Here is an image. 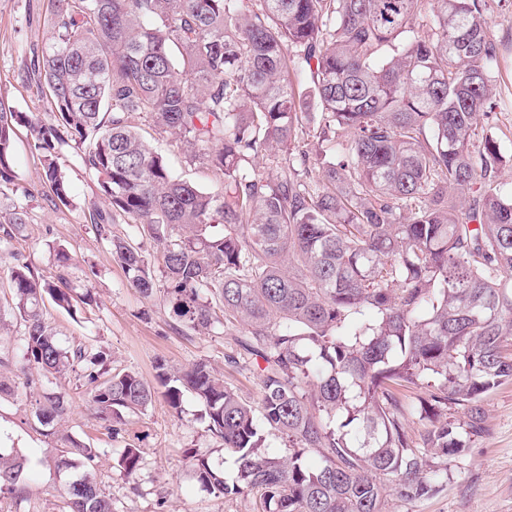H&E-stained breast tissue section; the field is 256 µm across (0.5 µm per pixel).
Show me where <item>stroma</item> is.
Wrapping results in <instances>:
<instances>
[{
	"instance_id": "35a3bbf8",
	"label": "stroma",
	"mask_w": 512,
	"mask_h": 512,
	"mask_svg": "<svg viewBox=\"0 0 512 512\" xmlns=\"http://www.w3.org/2000/svg\"><path fill=\"white\" fill-rule=\"evenodd\" d=\"M49 0H0V99L16 111L44 114L42 96L34 82L21 75L33 46L48 41ZM499 38L496 77L501 84L492 123L500 148L512 155V7L493 14ZM61 157L71 186L72 202L55 206L42 179V163L27 144L26 130H18L14 145L15 193L0 206L27 210L21 234L0 237V372L16 376L17 354L24 328L11 311L9 270L23 261L44 277L56 269V252L70 257L73 282L92 288L93 306L71 315L47 305L46 322L64 345L103 347L113 371L132 370L153 382L155 364L163 359L180 368L203 361L219 371L224 381L246 399H255L259 378L252 359L238 345L240 327L215 326L206 334L175 329L167 310L130 288L123 269L91 227L89 209L103 205L96 175L83 164L74 145L62 147ZM42 377L19 384L14 393L0 395V450L25 458L32 473L21 512H63L66 474L53 464L61 442L46 437L32 412L41 392ZM70 413L61 434L99 448L95 475L111 497L115 512H260L258 495L228 499L210 494L197 483L186 452L198 448L213 464L233 474V457L225 452L197 415L199 403L186 398L181 414L156 399L144 416L135 417L112 434L91 414L82 369L62 378ZM485 430L471 441L467 454L451 463L448 483L438 494L409 504V512H512V381L491 391L483 403ZM133 444L140 448L142 465L134 478L121 473L113 449Z\"/></svg>"
}]
</instances>
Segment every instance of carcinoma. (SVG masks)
<instances>
[{
  "label": "carcinoma",
  "mask_w": 512,
  "mask_h": 512,
  "mask_svg": "<svg viewBox=\"0 0 512 512\" xmlns=\"http://www.w3.org/2000/svg\"><path fill=\"white\" fill-rule=\"evenodd\" d=\"M50 2V42L31 49L25 78L53 119L0 102V194L24 127L52 201L69 205L59 146L74 143L111 209L91 207V224L129 286L179 329L209 330L222 312L265 366L254 403L202 361L157 360L154 386L129 370L102 378L106 351L63 346L43 318L47 301L69 313L94 301L61 249L52 281L20 261L10 273L21 371L47 378L39 424L57 434L70 406L53 379L83 362L89 410L114 431L158 392L176 414L194 395L235 464L228 477L194 448L197 482L255 492L262 512H387L389 496L438 492L484 431L485 396L512 380V191L496 182L512 156L496 127L477 132L497 105L492 16L504 0ZM140 121L183 142L215 188L175 174ZM260 156L276 174L251 166ZM118 218L130 232L111 230ZM26 221L20 207L0 212V231ZM142 229L161 247V288ZM401 388L422 396L404 402ZM452 407L462 417L448 419ZM269 432L288 456L264 448ZM60 440L56 467L83 469L65 512H113L99 449ZM116 454L134 477L140 449ZM27 479L26 461L0 451V492L17 506Z\"/></svg>",
  "instance_id": "1"
}]
</instances>
